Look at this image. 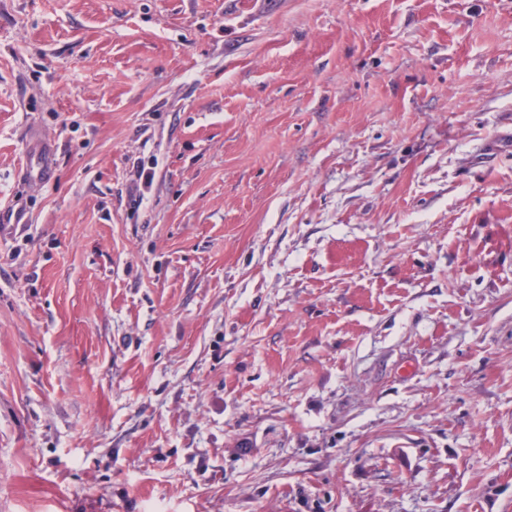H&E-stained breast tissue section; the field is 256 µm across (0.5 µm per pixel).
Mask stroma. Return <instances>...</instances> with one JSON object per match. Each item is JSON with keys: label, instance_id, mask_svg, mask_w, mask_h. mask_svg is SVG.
<instances>
[{"label": "stroma", "instance_id": "obj_1", "mask_svg": "<svg viewBox=\"0 0 512 512\" xmlns=\"http://www.w3.org/2000/svg\"><path fill=\"white\" fill-rule=\"evenodd\" d=\"M8 253L0 512H512V0H0ZM54 165L46 140L33 141L22 162V177L30 183L45 184L52 180ZM155 174L154 166L137 165L129 191L130 207L134 213L146 205L148 201L147 194L154 183Z\"/></svg>", "mask_w": 512, "mask_h": 512}]
</instances>
